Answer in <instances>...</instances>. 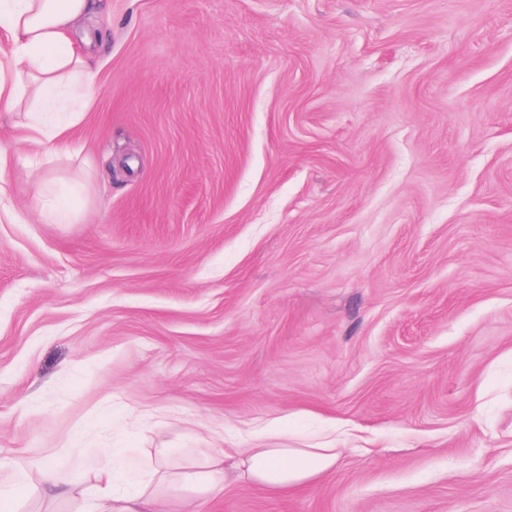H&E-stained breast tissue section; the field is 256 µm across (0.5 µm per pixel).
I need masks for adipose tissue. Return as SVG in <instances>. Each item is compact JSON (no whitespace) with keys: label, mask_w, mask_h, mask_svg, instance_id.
Wrapping results in <instances>:
<instances>
[{"label":"adipose tissue","mask_w":512,"mask_h":512,"mask_svg":"<svg viewBox=\"0 0 512 512\" xmlns=\"http://www.w3.org/2000/svg\"><path fill=\"white\" fill-rule=\"evenodd\" d=\"M90 9V0H0V31L11 39L0 53V112L28 105L23 138L44 148L46 161L66 153L73 129L81 123L98 74L73 46L71 35ZM339 455L335 448H242L235 457L212 451L200 469L183 472L207 496L224 492L227 469H234L265 493L302 490L330 471ZM140 464L111 449H103L98 486L87 512H159L152 489L161 473L126 484L125 476Z\"/></svg>","instance_id":"adipose-tissue-1"}]
</instances>
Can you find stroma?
Here are the masks:
<instances>
[{
  "instance_id": "stroma-1",
  "label": "stroma",
  "mask_w": 512,
  "mask_h": 512,
  "mask_svg": "<svg viewBox=\"0 0 512 512\" xmlns=\"http://www.w3.org/2000/svg\"><path fill=\"white\" fill-rule=\"evenodd\" d=\"M52 166L0 112V458L331 447L166 512H512V0H101ZM79 215L50 223L41 178Z\"/></svg>"
}]
</instances>
